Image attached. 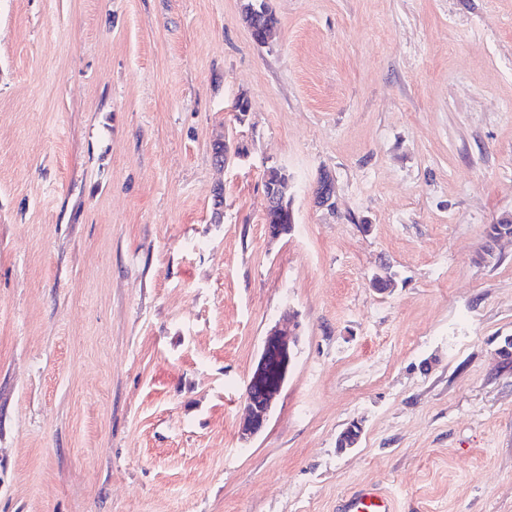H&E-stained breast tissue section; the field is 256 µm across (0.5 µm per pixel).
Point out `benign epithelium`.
<instances>
[{"label":"benign epithelium","instance_id":"7a95c632","mask_svg":"<svg viewBox=\"0 0 512 512\" xmlns=\"http://www.w3.org/2000/svg\"><path fill=\"white\" fill-rule=\"evenodd\" d=\"M322 188L314 203L319 208L334 207L335 179L332 172H320ZM297 337L290 336L279 325L271 327L263 338L255 367L247 379L243 393L244 413L238 422L237 435L248 443L267 425L273 406L288 382L293 364V347Z\"/></svg>","mask_w":512,"mask_h":512}]
</instances>
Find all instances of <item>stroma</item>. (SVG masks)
Listing matches in <instances>:
<instances>
[{"label": "stroma", "instance_id": "1", "mask_svg": "<svg viewBox=\"0 0 512 512\" xmlns=\"http://www.w3.org/2000/svg\"><path fill=\"white\" fill-rule=\"evenodd\" d=\"M267 3L260 46L243 0H0V512H512V0ZM263 179L266 180L265 183L263 182L264 187H274V189L280 192V195L277 193H271L265 196L267 201L266 209L274 210L270 211L267 215L264 214V224H267L268 236L271 239H277L280 237L281 234L286 235L290 233L294 227H292L291 224H295V221H291L289 211L287 212L284 211L283 208H279L281 206H285L284 200L282 199L283 197H285L286 206L290 207V204L292 202L289 185L290 181L288 174H286L284 171L276 167L267 168L263 174ZM290 209H292V207H290ZM270 224H283L282 233L279 232V230L277 229L275 230L274 227ZM296 340L297 336H288L277 324L266 332L243 393L244 413L237 426L241 442H250L266 427L273 406L288 382ZM272 368L278 372L279 377L274 384H266L263 379ZM337 512H393L390 499L376 487L358 488L346 496Z\"/></svg>", "mask_w": 512, "mask_h": 512}]
</instances>
